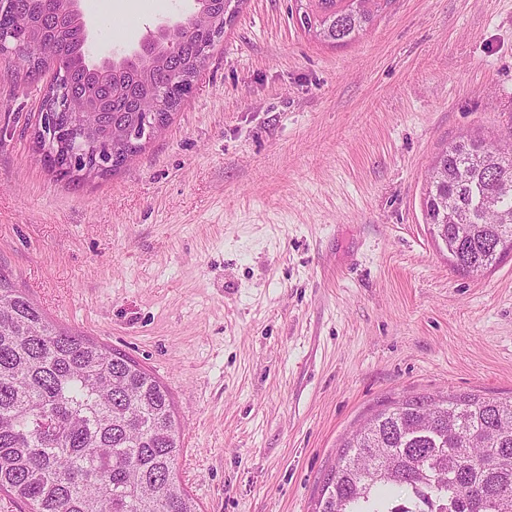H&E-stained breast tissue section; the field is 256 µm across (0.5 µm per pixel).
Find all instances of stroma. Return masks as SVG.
Masks as SVG:
<instances>
[{
    "instance_id": "35a3bbf8",
    "label": "stroma",
    "mask_w": 512,
    "mask_h": 512,
    "mask_svg": "<svg viewBox=\"0 0 512 512\" xmlns=\"http://www.w3.org/2000/svg\"><path fill=\"white\" fill-rule=\"evenodd\" d=\"M190 5L82 9L123 51ZM299 7L244 0L169 123L78 183L34 144L53 70L0 54V266L166 384L202 512H314L390 402L512 397V256L455 270L421 209L432 157L512 132V0H393L342 46Z\"/></svg>"
}]
</instances>
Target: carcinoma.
Returning a JSON list of instances; mask_svg holds the SVG:
<instances>
[{
	"instance_id": "carcinoma-1",
	"label": "carcinoma",
	"mask_w": 512,
	"mask_h": 512,
	"mask_svg": "<svg viewBox=\"0 0 512 512\" xmlns=\"http://www.w3.org/2000/svg\"><path fill=\"white\" fill-rule=\"evenodd\" d=\"M392 0H306L301 25L331 45L370 26ZM243 0H213L228 23ZM39 42L53 43L75 93L107 84L106 112L93 115L112 145V169L143 147L135 98L162 96L185 70H198L213 38L189 28L150 65L100 75L82 61L71 18L53 24L37 0H15ZM512 152L471 136L432 161L423 193L427 224L460 211L444 234L459 241L452 265L483 272L512 254ZM180 425L168 388L137 360L51 323L0 268V492L28 512H198L176 464ZM419 495L438 512H512V400L449 393L414 397L378 411L345 439L315 512H387Z\"/></svg>"
}]
</instances>
